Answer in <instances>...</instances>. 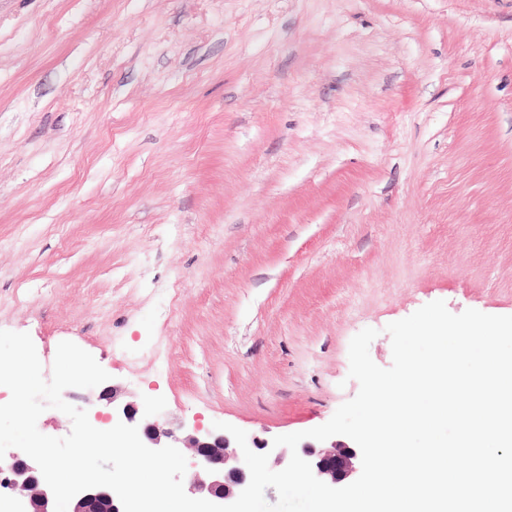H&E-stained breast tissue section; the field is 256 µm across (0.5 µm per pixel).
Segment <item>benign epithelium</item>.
I'll return each mask as SVG.
<instances>
[{"mask_svg": "<svg viewBox=\"0 0 512 512\" xmlns=\"http://www.w3.org/2000/svg\"><path fill=\"white\" fill-rule=\"evenodd\" d=\"M122 415L128 424L138 427L142 442L149 448L172 445L193 450L195 470L185 481L191 497L226 505L234 502L248 485L250 473L232 436L204 431L197 426L190 429L183 424L163 428L156 421L137 417V410L127 405L122 408ZM254 445L279 463L288 460V449L284 447L260 439ZM303 453L313 458L314 475L333 485L361 469L357 452L336 442L320 449L305 446ZM0 487L19 500L20 512H54L52 491L37 464L25 454H12L0 460ZM68 512H123V507L111 489L97 487L75 496Z\"/></svg>", "mask_w": 512, "mask_h": 512, "instance_id": "7a95c632", "label": "benign epithelium"}]
</instances>
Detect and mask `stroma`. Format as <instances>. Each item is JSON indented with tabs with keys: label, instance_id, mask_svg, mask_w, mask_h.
<instances>
[{
	"label": "stroma",
	"instance_id": "35a3bbf8",
	"mask_svg": "<svg viewBox=\"0 0 512 512\" xmlns=\"http://www.w3.org/2000/svg\"><path fill=\"white\" fill-rule=\"evenodd\" d=\"M512 315V0H0V330L249 438L349 344Z\"/></svg>",
	"mask_w": 512,
	"mask_h": 512
}]
</instances>
